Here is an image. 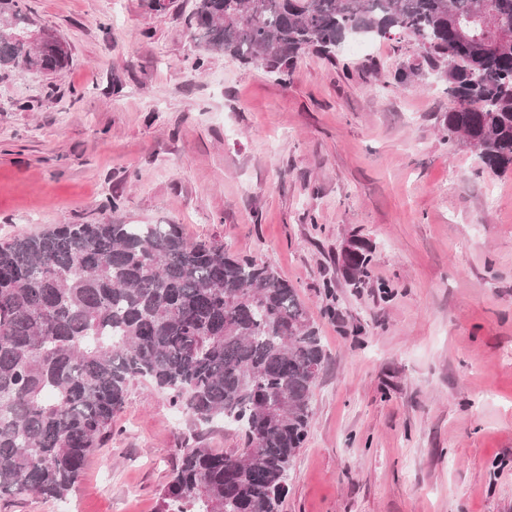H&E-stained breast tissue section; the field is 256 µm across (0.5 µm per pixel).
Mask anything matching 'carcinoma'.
Listing matches in <instances>:
<instances>
[{"instance_id": "1", "label": "carcinoma", "mask_w": 512, "mask_h": 512, "mask_svg": "<svg viewBox=\"0 0 512 512\" xmlns=\"http://www.w3.org/2000/svg\"><path fill=\"white\" fill-rule=\"evenodd\" d=\"M512 0H198V49L289 76L307 51L336 58L343 36L393 32L441 74L452 143L512 170ZM25 0H0V67L62 71L68 49L33 36ZM369 247L344 254L368 274ZM325 352L296 288L221 240L178 224H59L0 242V499H63L143 382L201 424L236 426L244 457L182 449L157 512H280L313 417Z\"/></svg>"}]
</instances>
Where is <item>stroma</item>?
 <instances>
[{
	"mask_svg": "<svg viewBox=\"0 0 512 512\" xmlns=\"http://www.w3.org/2000/svg\"><path fill=\"white\" fill-rule=\"evenodd\" d=\"M195 2L26 0L70 59L0 69V241L178 224L272 264L326 352L280 512H512V173L446 143L447 85L414 45L352 40L285 81L221 54L198 71ZM353 239L372 247L358 283L340 269ZM196 434L240 445L133 384L66 499L0 512H155Z\"/></svg>",
	"mask_w": 512,
	"mask_h": 512,
	"instance_id": "stroma-1",
	"label": "stroma"
}]
</instances>
